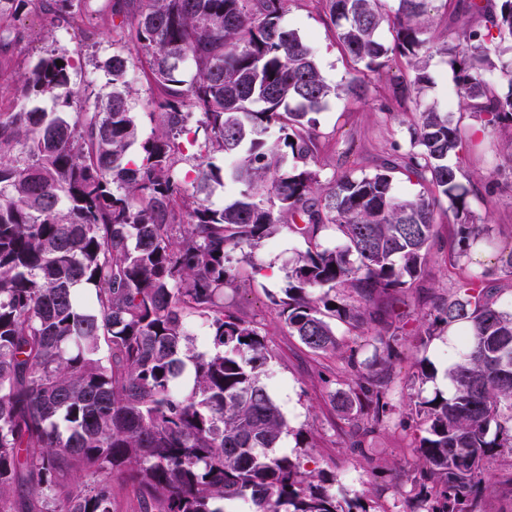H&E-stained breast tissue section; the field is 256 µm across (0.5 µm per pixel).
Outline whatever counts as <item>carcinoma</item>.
Returning a JSON list of instances; mask_svg holds the SVG:
<instances>
[{"instance_id":"obj_1","label":"carcinoma","mask_w":512,"mask_h":512,"mask_svg":"<svg viewBox=\"0 0 512 512\" xmlns=\"http://www.w3.org/2000/svg\"><path fill=\"white\" fill-rule=\"evenodd\" d=\"M74 2L0 0V55L23 42L15 21L30 9L52 29L84 23ZM320 2L358 65L343 85L283 26L288 0H125L117 12L132 17L129 36L167 94L144 140L129 57L106 60L112 91L91 112L73 108L66 56L22 75L18 110L0 113V512H114V474L134 486L140 512H224L238 500L253 512H351L324 478L276 451L290 427L261 381L266 334L224 308L232 254L245 259L283 230L304 240L277 305L289 335L319 355L336 350L332 319L380 336L404 330L371 300L423 276L441 216L457 224L458 259L492 239L451 162L461 130L425 104L427 0H398L392 15L383 0ZM466 12L460 44L437 53L459 66L471 117L511 129L512 62L502 56L512 52V0H468ZM385 22L390 42L378 36ZM399 59L410 73L396 100L412 113L397 161L322 182L317 114L332 98H365L369 77ZM492 71L507 92L489 83ZM46 94L68 112L27 107ZM192 121L206 163L189 184L179 139ZM219 157L235 163L226 169ZM397 169L422 191L396 194ZM229 184L233 194L215 205L214 186ZM330 225L343 246L322 244ZM511 288L473 271L430 299L415 330L462 327L451 397L410 408L422 424L409 512H487L498 487L512 488V307L495 300ZM192 318L204 336L188 333ZM347 367L352 386L335 409L355 423L351 447L361 452L390 420V356L365 367L351 354ZM498 461L506 466L494 482L485 472ZM67 474L92 481L62 492Z\"/></svg>"}]
</instances>
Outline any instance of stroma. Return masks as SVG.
<instances>
[{
	"instance_id": "obj_1",
	"label": "stroma",
	"mask_w": 512,
	"mask_h": 512,
	"mask_svg": "<svg viewBox=\"0 0 512 512\" xmlns=\"http://www.w3.org/2000/svg\"><path fill=\"white\" fill-rule=\"evenodd\" d=\"M88 3L93 19L87 37L51 31L38 12L22 16L19 25L26 34L24 42L12 56L0 59V111L15 110L12 87L16 79L54 50L66 52L73 60L75 105L93 107L111 90L104 63L113 51L120 50L130 59L126 79L134 90L133 108L141 134L150 136L154 118L162 110L163 96L151 78L144 54L128 37L131 22L112 15L113 0ZM464 4L465 0H433L428 35L434 44L457 43L466 19ZM283 22L306 40L328 82L340 84L354 75V63L341 51L315 0H290ZM405 71L404 64L391 63L388 73L373 82L367 99H336L319 114L321 179L349 170L373 172L392 155L394 144L404 138L401 122L406 114L399 108L386 114L382 107L393 99L397 79ZM429 71L433 85L427 101L451 112L462 130L466 144L459 156L464 180L474 188L471 207L479 223L488 225L494 245L472 250L457 267H450L449 245L456 227L451 219L440 218L426 275L396 296L375 297V305L392 306L402 313L410 332L393 344L391 398L397 409L389 426L366 438L364 452L350 448L351 423L335 410L334 402L348 378L346 356L353 353L358 360L371 359L377 332L369 328L358 333L341 321H333L337 348L320 355L289 335L276 300L290 265L306 248L303 239L284 231L254 250L248 261L233 260L234 270L242 276L241 285L224 293L225 305L266 335L269 358L262 380L291 428L281 441L282 450L298 457L303 470L329 478L337 498L351 502L359 512H406V501L415 493L411 478L418 456L410 433L416 421L405 406L420 392L451 393L448 369L457 356L456 337L443 332L421 342L412 334L428 310L427 300L447 295L455 279L468 272L487 271L489 281L497 284L506 282L512 270V176L498 169L502 145L512 133L482 127L472 119L456 92L455 74L446 57L433 55ZM494 181L500 187L488 193L487 187ZM422 357L435 368L433 379L424 384L417 379L415 367ZM298 429L307 436L302 448L294 436Z\"/></svg>"
}]
</instances>
